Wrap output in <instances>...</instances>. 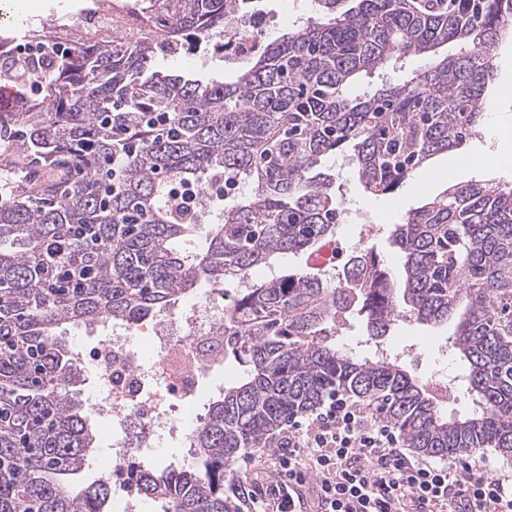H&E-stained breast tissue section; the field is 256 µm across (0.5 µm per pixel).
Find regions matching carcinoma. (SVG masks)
Returning <instances> with one entry per match:
<instances>
[{
	"label": "carcinoma",
	"mask_w": 512,
	"mask_h": 512,
	"mask_svg": "<svg viewBox=\"0 0 512 512\" xmlns=\"http://www.w3.org/2000/svg\"><path fill=\"white\" fill-rule=\"evenodd\" d=\"M155 26L76 44L49 63L0 55L23 87L0 121V512H112L108 482L70 479L94 434L78 397L83 372L57 330L135 324L204 281L221 289L264 263L312 254L340 211L330 155L349 146L363 189L388 194L431 158L479 132L512 0H316L318 17L265 42L233 82L151 72L187 33L224 28L246 0H140ZM455 42L458 54L435 57ZM426 60L410 78L355 97L391 59ZM240 179L250 192L203 225L171 193ZM402 275L372 250L344 282L285 271L224 304V359L242 369L217 391L191 448L196 465L137 470L161 512H241L224 472L328 395L382 411L407 447L445 459L481 448L512 456V185L457 183L396 225ZM357 312L376 336L401 317L455 320L448 343L476 409L445 416L402 364L359 359L333 342Z\"/></svg>",
	"instance_id": "obj_1"
}]
</instances>
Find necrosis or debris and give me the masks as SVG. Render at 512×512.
I'll return each mask as SVG.
<instances>
[{
  "instance_id": "4bbe7bcc",
  "label": "necrosis or debris",
  "mask_w": 512,
  "mask_h": 512,
  "mask_svg": "<svg viewBox=\"0 0 512 512\" xmlns=\"http://www.w3.org/2000/svg\"><path fill=\"white\" fill-rule=\"evenodd\" d=\"M84 18L78 26L55 20L31 30L30 56L60 57L74 43L94 46L146 27L134 0H94ZM266 25L265 13L249 5L226 17L223 33L202 38L201 43L220 49L225 62L242 64L261 48L254 33ZM222 295V290L214 289L189 307L175 306L149 317L151 352L135 344L119 323L100 345L75 349L77 361L93 369L99 411L112 418V448L105 465L122 492V512L140 509L126 469L129 458L155 447L160 436L181 440L184 429L173 417V408L192 409L206 377L223 364V344L217 339L224 322Z\"/></svg>"
}]
</instances>
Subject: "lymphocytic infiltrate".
<instances>
[{
    "instance_id": "f902f5d3",
    "label": "lymphocytic infiltrate",
    "mask_w": 512,
    "mask_h": 512,
    "mask_svg": "<svg viewBox=\"0 0 512 512\" xmlns=\"http://www.w3.org/2000/svg\"><path fill=\"white\" fill-rule=\"evenodd\" d=\"M269 457L247 492L254 512H303V489L312 512H512V470L410 455L379 410L336 394L289 418Z\"/></svg>"
}]
</instances>
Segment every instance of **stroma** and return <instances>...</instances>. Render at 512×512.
<instances>
[{"instance_id": "obj_1", "label": "stroma", "mask_w": 512, "mask_h": 512, "mask_svg": "<svg viewBox=\"0 0 512 512\" xmlns=\"http://www.w3.org/2000/svg\"><path fill=\"white\" fill-rule=\"evenodd\" d=\"M25 0H10L15 17L14 23H0V37H8L15 44H23L27 31L40 27L44 22L61 17L80 19L81 12L90 5L91 0H35L34 9H24ZM260 6L268 15L274 16L266 33L267 39L279 37L294 28V17L314 16L313 0H259ZM195 43L184 44L183 51L177 55H158L154 61L155 70L165 73H178L191 79L221 77L230 81L235 77L234 67L224 65L223 61L199 56L197 60H188L189 52H195ZM497 120L485 122L480 134L467 140L456 151V164H449L447 154H440L426 165L414 171L400 189L391 195H372L363 190L352 170H336L335 158H328L327 170L335 174L336 197L341 209L351 211V223L337 226L336 235L348 243L359 240L363 225L377 227L375 236L368 246L376 251L388 265L392 273L402 270V257L394 244L393 231L401 223L404 214L410 209L422 205L450 185L471 180L487 183L512 181V168H504L502 158L512 155V141L502 138L500 126L512 123V97L496 99ZM452 327L448 324L423 326L413 320L396 322L385 335L371 336L365 320L350 313L344 318L343 347L362 357H374L381 350L414 346L416 357H402L406 370L420 383H427L431 374L444 369L455 371L457 362L453 350L448 344ZM81 396L84 400V413L95 432L94 448L90 454V464L78 476L79 484L85 485L98 479H105L101 458L108 454L112 445V428L106 416L98 414L95 406L96 386L93 377H86Z\"/></svg>"}]
</instances>
